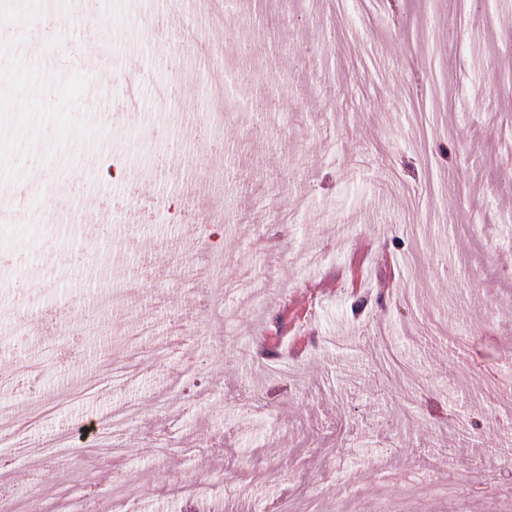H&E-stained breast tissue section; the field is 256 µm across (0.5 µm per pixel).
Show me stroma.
Instances as JSON below:
<instances>
[{
    "instance_id": "obj_1",
    "label": "stroma",
    "mask_w": 512,
    "mask_h": 512,
    "mask_svg": "<svg viewBox=\"0 0 512 512\" xmlns=\"http://www.w3.org/2000/svg\"><path fill=\"white\" fill-rule=\"evenodd\" d=\"M103 8L49 76V45L8 31L68 0H0V337L25 344L13 368H40L36 388L0 382V403L68 435L65 467L25 453L14 475L107 512H512V432L494 423L512 389V92L494 87L512 0H234L209 28L186 5L187 48L161 63L155 0ZM201 32L223 64L192 67ZM105 49L136 104L117 85L91 98ZM268 84L283 110L249 97ZM110 110L126 118L102 128ZM199 118L207 139L183 138ZM87 185L111 236L60 209ZM199 212L203 249L185 232ZM123 403L122 450L90 451L86 424ZM181 436L193 447L168 450ZM382 466L453 491H378Z\"/></svg>"
}]
</instances>
